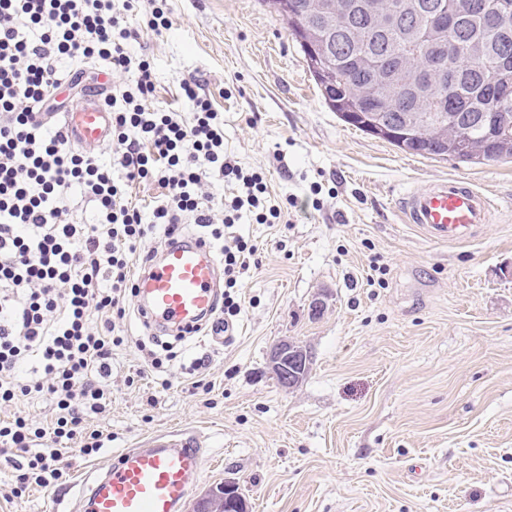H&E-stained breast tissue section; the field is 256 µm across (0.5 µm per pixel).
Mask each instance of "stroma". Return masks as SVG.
<instances>
[{"label": "stroma", "instance_id": "stroma-1", "mask_svg": "<svg viewBox=\"0 0 512 512\" xmlns=\"http://www.w3.org/2000/svg\"><path fill=\"white\" fill-rule=\"evenodd\" d=\"M168 8L160 36L143 13L129 19L132 51L155 63L154 104L190 113L179 82L196 77L224 114L226 149L264 171L271 199L320 207L238 225L259 264L240 279L234 331L221 343L204 332L171 340L166 380L136 374L160 339L128 303L111 408L88 421L111 442L69 457L55 494L31 488L24 506L0 479V512H77L73 483L168 432L204 450L193 500L236 478L248 512H512V161L411 155L346 124L262 0ZM443 178L498 204L462 243L434 242L397 211L403 191ZM284 338L313 356L288 390L267 364ZM200 357L206 367L185 374Z\"/></svg>", "mask_w": 512, "mask_h": 512}]
</instances>
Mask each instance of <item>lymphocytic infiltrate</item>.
Wrapping results in <instances>:
<instances>
[{
  "mask_svg": "<svg viewBox=\"0 0 512 512\" xmlns=\"http://www.w3.org/2000/svg\"><path fill=\"white\" fill-rule=\"evenodd\" d=\"M141 7L151 31L168 30L167 0H0V404L47 395L56 406L46 425L20 412L0 421V456L20 502L30 487L62 483L64 451L89 456L104 446L87 419L112 402L105 381L123 342L116 322L136 294L133 268L155 256L148 242L156 229L169 234L189 218L224 241V294L210 318L218 331L240 314L238 281L258 263L257 245L233 227L246 215L281 223L285 207L297 205L267 204L264 174L225 153L224 119L196 77L180 81L191 122L150 106L154 67L129 48L128 17ZM63 57L137 74L108 100L111 163L69 149L44 117L63 82ZM209 176L232 188L220 218L202 192ZM147 182L164 190L148 212L129 197ZM73 190L90 196L95 223L72 222ZM30 361L38 379L15 383Z\"/></svg>",
  "mask_w": 512,
  "mask_h": 512,
  "instance_id": "lymphocytic-infiltrate-1",
  "label": "lymphocytic infiltrate"
}]
</instances>
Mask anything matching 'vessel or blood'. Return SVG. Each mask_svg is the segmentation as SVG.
<instances>
[{
    "instance_id": "vessel-or-blood-1",
    "label": "vessel or blood",
    "mask_w": 512,
    "mask_h": 512,
    "mask_svg": "<svg viewBox=\"0 0 512 512\" xmlns=\"http://www.w3.org/2000/svg\"><path fill=\"white\" fill-rule=\"evenodd\" d=\"M111 94L112 77L103 72L87 89L80 107L52 113L69 145L88 148L110 140L111 113L104 101ZM495 208L490 196L456 178L405 191L399 203L404 223L441 243L470 239ZM218 268L214 253L198 236L183 234L140 275V316L147 325L169 331L200 324L221 293ZM204 462L193 440L157 436L149 447L116 454L108 468L80 490L78 506L81 512H180Z\"/></svg>"
}]
</instances>
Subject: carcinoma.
I'll list each match as a JSON object with an SVG mask.
<instances>
[{"label": "carcinoma", "instance_id": "cac0c4a2", "mask_svg": "<svg viewBox=\"0 0 512 512\" xmlns=\"http://www.w3.org/2000/svg\"><path fill=\"white\" fill-rule=\"evenodd\" d=\"M310 2L262 0L286 23L325 102L342 121L366 134L377 121L372 109L351 97L353 84L389 82L407 92L420 78L432 97H450L453 107L442 110V121L418 122L410 136L387 142L409 154L462 163L512 159V103L496 97L500 85L512 83V39H501L504 31L512 34V0H505L509 13L491 23L480 9L469 8L479 0H419V12L381 28L360 10L336 15L331 25L312 12ZM434 7L455 18L446 37L434 25ZM443 40L450 51L442 70L436 49ZM408 112L409 103L396 104L386 111L385 125L400 130Z\"/></svg>", "mask_w": 512, "mask_h": 512}]
</instances>
